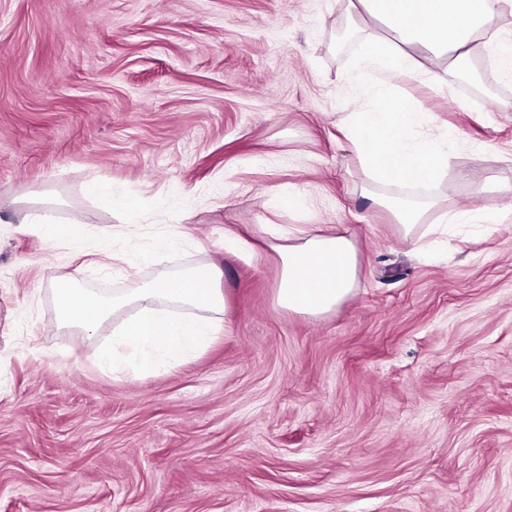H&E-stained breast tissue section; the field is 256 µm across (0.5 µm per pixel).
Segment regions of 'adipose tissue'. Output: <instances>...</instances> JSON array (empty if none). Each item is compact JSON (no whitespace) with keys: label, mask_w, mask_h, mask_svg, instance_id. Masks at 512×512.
I'll use <instances>...</instances> for the list:
<instances>
[{"label":"adipose tissue","mask_w":512,"mask_h":512,"mask_svg":"<svg viewBox=\"0 0 512 512\" xmlns=\"http://www.w3.org/2000/svg\"><path fill=\"white\" fill-rule=\"evenodd\" d=\"M366 15L390 32L365 36L358 56L357 77L372 88L369 111L352 112L347 133L363 169L378 180L428 185L448 168V151L456 137L447 129L438 136L414 141L415 131L431 113L389 93L392 73L425 76L444 87L446 67L466 68L472 53L470 36L487 30L506 0H359ZM289 244L275 245L280 273L275 300L282 310L309 316L328 314L352 293L359 258L352 240L342 232L317 233L291 227ZM223 271L213 264L187 270L170 279L158 277L126 293L102 297L69 284L55 292L60 325L93 330L115 312L132 308V318L113 340L101 364L114 370L133 365L140 373L155 372L205 351L215 339V317L226 309L219 283ZM182 308L204 315L181 320Z\"/></svg>","instance_id":"obj_1"}]
</instances>
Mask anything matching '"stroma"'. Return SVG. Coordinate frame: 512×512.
<instances>
[{"instance_id":"35a3bbf8","label":"stroma","mask_w":512,"mask_h":512,"mask_svg":"<svg viewBox=\"0 0 512 512\" xmlns=\"http://www.w3.org/2000/svg\"><path fill=\"white\" fill-rule=\"evenodd\" d=\"M373 28L337 0H0V512H512V78L482 47L487 94L387 78L432 113L418 139L458 140L435 184L373 180L340 122L372 104ZM432 198L427 223H497L405 236L389 202ZM273 224L351 237L336 311L275 306ZM163 233L175 250L121 263ZM207 263L227 306L198 357L114 372L116 319L57 321L60 283L109 296Z\"/></svg>"}]
</instances>
